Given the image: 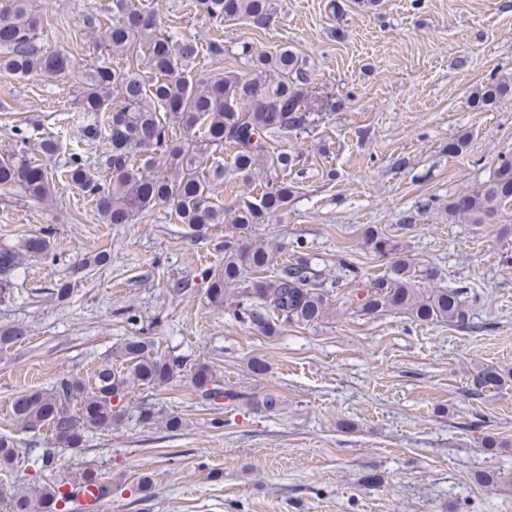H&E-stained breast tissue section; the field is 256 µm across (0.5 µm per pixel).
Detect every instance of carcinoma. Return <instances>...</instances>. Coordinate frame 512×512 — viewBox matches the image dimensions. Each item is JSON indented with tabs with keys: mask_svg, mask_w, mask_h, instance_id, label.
Masks as SVG:
<instances>
[{
	"mask_svg": "<svg viewBox=\"0 0 512 512\" xmlns=\"http://www.w3.org/2000/svg\"><path fill=\"white\" fill-rule=\"evenodd\" d=\"M27 3L0 0V68L21 77L66 75L72 59L37 41L42 20ZM199 6L212 19L242 20L255 29L266 28L271 16L269 0H199ZM110 10L108 26L96 14L86 18L104 55L87 72L78 99L79 111L103 115L102 121L85 124L83 137L90 142L103 138L108 148L98 170H90L82 156L73 154L61 176L91 197L108 224H129L163 205L191 228L228 220L246 229L284 210L294 186L282 179L267 182L259 200H241L233 215H227L212 195V187L224 184V165L216 160L207 167L203 162L229 146L235 150L234 172L247 180L252 167L266 157L270 136L298 132L318 120L307 103L306 73L294 53L282 49L269 56L244 43L239 55L249 71L210 76L196 68L202 58L224 54L222 41L211 40L202 49L190 39L163 34L155 14L141 0H112ZM111 57L124 60L126 67H111ZM510 94L512 83L491 76L475 103L484 106ZM27 153L23 137L11 153L0 157V187H18L27 198L43 201L52 194L49 173ZM509 205L512 156L506 155L479 188L448 201V214L492 224ZM51 237L52 228H42L24 241L25 253L48 255ZM364 242L376 255L389 259V266L386 274L370 283L362 299L363 311L391 308L421 324L441 318L459 329L472 328L463 289L440 288L423 296L412 284L411 262L398 243L371 228L365 229ZM301 249L302 243H296L293 258L272 278L242 288L240 314L267 336L277 334L283 325H310L329 314L323 284ZM272 261L262 241H224V265L203 272L208 301L224 307V289L243 283L246 269L259 272ZM18 265V253L0 249V293ZM26 337L20 326L1 327L0 348ZM117 357L128 364L127 373L104 364L88 380L60 376L49 389L17 397L12 403L15 419L32 431L51 428L63 448H80L90 430L109 431L122 421L129 383L163 386L185 367L181 358L159 356L151 342L138 337L126 340ZM192 371L203 399L227 396L209 366L197 364ZM502 382L501 372L482 366L469 377L468 391L480 396ZM17 459L14 444L0 437V471L13 469ZM0 502L9 512H69L72 499L64 482L37 485L27 493L0 484Z\"/></svg>",
	"mask_w": 512,
	"mask_h": 512,
	"instance_id": "carcinoma-1",
	"label": "carcinoma"
}]
</instances>
